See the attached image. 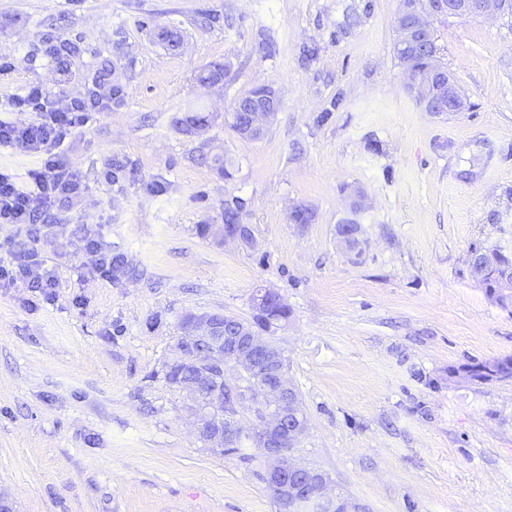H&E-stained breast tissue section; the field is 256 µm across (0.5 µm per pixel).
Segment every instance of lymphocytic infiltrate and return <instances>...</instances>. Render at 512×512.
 I'll return each instance as SVG.
<instances>
[{
  "label": "lymphocytic infiltrate",
  "instance_id": "1",
  "mask_svg": "<svg viewBox=\"0 0 512 512\" xmlns=\"http://www.w3.org/2000/svg\"><path fill=\"white\" fill-rule=\"evenodd\" d=\"M10 110L34 113L35 119L19 126L0 118V147H11L40 157L26 181L0 172V224H34L61 200L78 195L83 187L79 173L66 158L62 145L73 129L86 125L92 113L105 109L98 94L65 101L38 87L8 98ZM22 281L31 291L49 295L57 277L32 257L26 241H17L0 256V286Z\"/></svg>",
  "mask_w": 512,
  "mask_h": 512
}]
</instances>
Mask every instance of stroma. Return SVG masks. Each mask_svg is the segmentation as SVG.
Returning <instances> with one entry per match:
<instances>
[{
    "mask_svg": "<svg viewBox=\"0 0 512 512\" xmlns=\"http://www.w3.org/2000/svg\"><path fill=\"white\" fill-rule=\"evenodd\" d=\"M399 7L0 0V101L30 86L111 100L63 145L85 191L37 224H0V252L30 241L57 274L46 298L0 287V497L15 512H282L261 451L209 450L163 372L182 315L251 318L260 288L291 309L270 337L307 419L292 457L329 496L359 512H512V380L448 374L512 357V313L467 265L474 247L512 254V18L435 21L471 107L427 112L395 54ZM69 41L81 53L64 66ZM214 62L224 82L199 85ZM259 85L281 106L248 141L229 119ZM195 108L218 119L189 134ZM117 160L135 177L113 183ZM357 192L359 256L336 235ZM231 196L255 247L219 233ZM299 207L311 223H292ZM88 237L125 270L100 277Z\"/></svg>",
    "mask_w": 512,
    "mask_h": 512,
    "instance_id": "1",
    "label": "stroma"
}]
</instances>
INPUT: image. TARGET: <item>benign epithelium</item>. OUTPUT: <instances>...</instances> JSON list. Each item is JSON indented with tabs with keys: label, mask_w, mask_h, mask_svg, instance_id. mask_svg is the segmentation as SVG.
I'll return each mask as SVG.
<instances>
[{
	"label": "benign epithelium",
	"mask_w": 512,
	"mask_h": 512,
	"mask_svg": "<svg viewBox=\"0 0 512 512\" xmlns=\"http://www.w3.org/2000/svg\"><path fill=\"white\" fill-rule=\"evenodd\" d=\"M469 15H502L503 0H403L398 13L399 42L404 46L434 42L435 32L429 19ZM412 89L427 112H464L466 105L455 95L453 76L445 69L433 68L424 76L411 75ZM280 110V99L269 87L247 102L241 111L248 113L246 122L237 126L239 137L250 141L263 138ZM360 225L349 218L338 228L337 235L348 248L359 236ZM180 347L196 371L191 383L179 386L185 393L189 412L197 422L199 438L213 448L233 447L242 439L237 419L222 422L221 401L204 396L202 385L224 365L239 367L238 375L256 374L261 381L258 394L246 392L240 401H249L258 415L252 442L268 464L271 481L268 489L273 498L284 502L286 512H333L336 499L326 495L327 477L317 476L304 467L281 465L290 455L288 448L299 441L306 430V417L297 405L294 388L284 379L285 365L281 350L262 334L251 330L246 321L221 313H192L181 327Z\"/></svg>",
	"instance_id": "7a95c632"
}]
</instances>
